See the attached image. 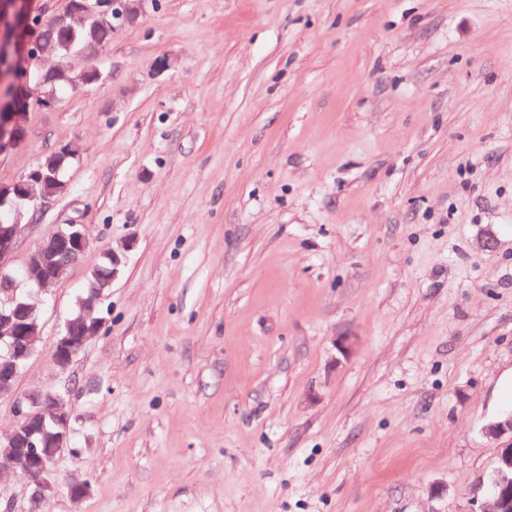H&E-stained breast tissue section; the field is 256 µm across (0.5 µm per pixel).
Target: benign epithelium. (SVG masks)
<instances>
[{
  "mask_svg": "<svg viewBox=\"0 0 512 512\" xmlns=\"http://www.w3.org/2000/svg\"><path fill=\"white\" fill-rule=\"evenodd\" d=\"M138 0H81L79 7L67 6L50 17L52 22L78 21L110 23L114 19L142 14ZM34 10L30 0H0V79L11 82L16 94L12 109L0 114V154L19 144L27 134L30 105L53 107L59 103L55 89L42 74L49 59L35 51L36 30L31 27ZM66 183L60 179V167L38 166L27 179L0 186V207H9L12 223L0 224V269L12 254L21 232L22 219L41 213L50 201L62 194ZM92 243L84 224L59 226L43 237L29 253L26 281L43 290L61 280L67 267L56 257L67 253L78 257ZM132 242L117 248L108 246L104 257L112 260L117 274L121 256ZM20 285L6 280L0 289V397L15 394V380L21 365L34 354L41 336L36 304L19 292ZM103 322L82 310L79 323L67 320L52 349L58 370L66 372L88 343L100 335ZM17 425L3 437L5 457L16 473L36 485L34 497L54 491L53 463L66 447L71 433V413L64 397L52 390H38L15 400ZM482 512H512V480H498L481 505Z\"/></svg>",
  "mask_w": 512,
  "mask_h": 512,
  "instance_id": "benign-epithelium-1",
  "label": "benign epithelium"
}]
</instances>
